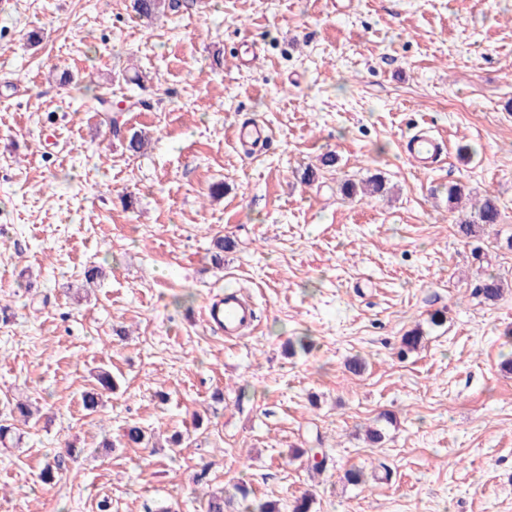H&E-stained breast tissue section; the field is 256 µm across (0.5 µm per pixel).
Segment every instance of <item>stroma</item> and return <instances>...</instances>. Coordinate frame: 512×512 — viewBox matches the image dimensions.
I'll use <instances>...</instances> for the list:
<instances>
[{"label": "stroma", "instance_id": "1", "mask_svg": "<svg viewBox=\"0 0 512 512\" xmlns=\"http://www.w3.org/2000/svg\"><path fill=\"white\" fill-rule=\"evenodd\" d=\"M421 127L447 140L429 171L402 148ZM0 166V421L39 410L0 447V512H204L241 487L280 512H512V0H189L150 22L131 0H0ZM375 174L387 196L342 195ZM452 183L499 223L461 237ZM491 275L501 298L474 296ZM227 289L256 311L232 341L202 319ZM134 423L148 446H125Z\"/></svg>", "mask_w": 512, "mask_h": 512}]
</instances>
